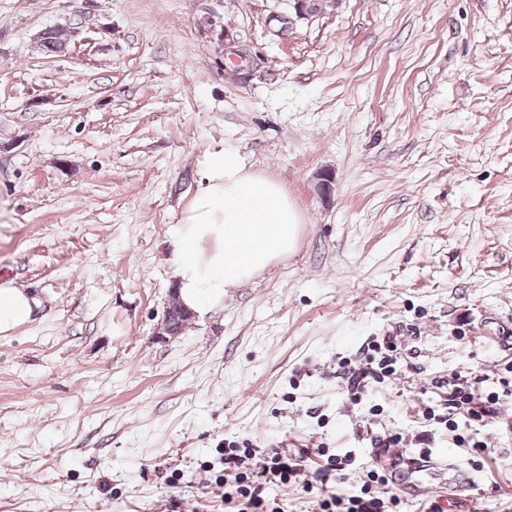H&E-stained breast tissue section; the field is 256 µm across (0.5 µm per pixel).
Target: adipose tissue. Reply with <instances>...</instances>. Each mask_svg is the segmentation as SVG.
<instances>
[{"label": "adipose tissue", "instance_id": "obj_1", "mask_svg": "<svg viewBox=\"0 0 512 512\" xmlns=\"http://www.w3.org/2000/svg\"><path fill=\"white\" fill-rule=\"evenodd\" d=\"M301 224L281 184L246 170L234 153L211 154L175 234L171 262L181 303L209 312L226 288L254 279L292 253ZM39 306L24 290L0 283V332L32 322Z\"/></svg>", "mask_w": 512, "mask_h": 512}]
</instances>
